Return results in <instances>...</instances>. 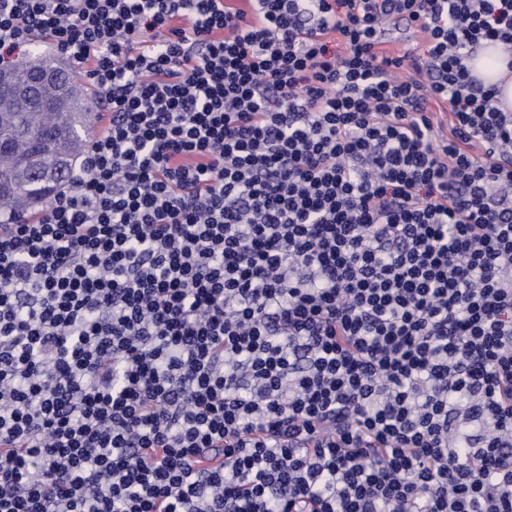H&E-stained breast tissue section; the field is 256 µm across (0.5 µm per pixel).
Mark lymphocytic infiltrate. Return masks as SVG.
<instances>
[{
	"label": "lymphocytic infiltrate",
	"mask_w": 512,
	"mask_h": 512,
	"mask_svg": "<svg viewBox=\"0 0 512 512\" xmlns=\"http://www.w3.org/2000/svg\"><path fill=\"white\" fill-rule=\"evenodd\" d=\"M247 2L0 0L105 121L0 224V512H512V0ZM485 50L473 59L469 65L472 73L485 84H497L500 88L499 100L502 102L501 108L512 109V81L500 84V80L506 73V66L499 63L498 53L493 47H487Z\"/></svg>",
	"instance_id": "obj_1"
}]
</instances>
